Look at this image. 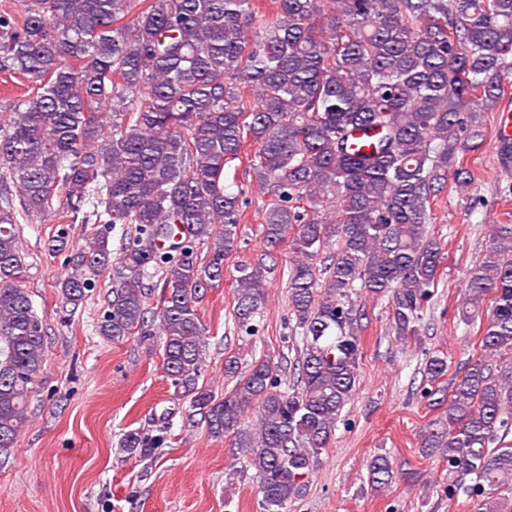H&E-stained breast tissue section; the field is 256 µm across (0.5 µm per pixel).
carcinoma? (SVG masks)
<instances>
[{"label":"carcinoma","mask_w":512,"mask_h":512,"mask_svg":"<svg viewBox=\"0 0 512 512\" xmlns=\"http://www.w3.org/2000/svg\"><path fill=\"white\" fill-rule=\"evenodd\" d=\"M321 2L274 0L261 14L254 0H14L0 12V71L27 83L0 105V456L15 448L45 360L18 245L35 218L83 228L57 284L63 302L79 306L109 273L99 334L157 332L188 419L247 453L261 512L301 496L353 396L352 295L387 299L395 338L418 335L447 260L429 232L432 203L450 177L471 184L459 156L483 145V113L512 77V0H342L332 15ZM246 140L267 198L263 241L296 253L288 305L302 347L288 366L265 355L243 372L225 358L236 383L219 397L199 384V305L238 248L248 199L224 173ZM276 264L266 250L238 268L234 316L249 336ZM459 312L482 325L479 351L446 386L448 355H426L424 395L442 413L419 448L445 463L448 500L512 512V224L493 225ZM166 429L129 430L121 448L146 459ZM392 478L388 457L369 462L371 489Z\"/></svg>","instance_id":"obj_1"}]
</instances>
